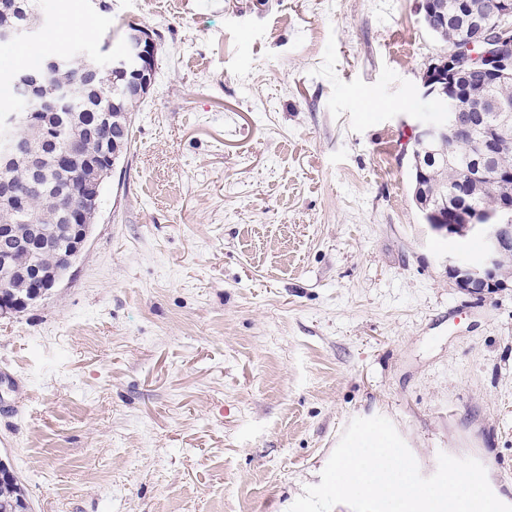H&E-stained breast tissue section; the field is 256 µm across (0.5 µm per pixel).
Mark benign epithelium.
Masks as SVG:
<instances>
[{"mask_svg": "<svg viewBox=\"0 0 512 512\" xmlns=\"http://www.w3.org/2000/svg\"><path fill=\"white\" fill-rule=\"evenodd\" d=\"M421 7L425 15L435 14L444 24L454 26L458 36L450 49L441 54L422 77L423 99L433 101L438 115L413 127V150L430 143L446 142L456 146L463 141L473 149V157L467 163L464 177L468 189H475L492 177L501 182H512V174L503 175L494 171L499 147L504 142L512 141V104L477 92L472 93L466 103L460 104L452 93L455 85L477 72L488 74L496 81L512 79V0H477L467 4L459 14L448 13L447 4L441 0H425ZM39 30L38 25L3 29L0 39H31L37 36ZM127 47L128 55L138 63L136 78L128 86L127 92L142 97L153 82L156 46L151 36L139 34L127 42ZM65 62V57L56 56L48 59L41 70H22L16 74L15 86L25 99V105L19 117L13 120L14 126L27 129L37 115L78 105L74 82L51 99L37 94L46 73ZM464 112H474L480 116L486 112L492 113L494 126L491 132L484 136L475 134L474 125L464 124ZM19 161L26 162L31 169L38 168V157L29 139L17 132L1 135L0 169L4 170ZM116 161L117 156L112 154L108 146L99 155L85 159L96 169L98 179L87 180L76 187L78 205L70 212V246L66 261L54 272H45L35 266L21 271L30 288V292L23 297L1 292V289L8 287L7 282L1 280V315L24 311L45 299L63 280L66 271L85 249L91 229V225L86 223V213L99 210L101 183L111 175ZM30 189L31 186L26 184L0 190V208L12 212L25 209ZM457 222L467 225L470 232L481 235L482 255L473 264L463 262L457 255L448 256V273L460 287L477 294L496 288L495 270L506 256L512 254V202L496 217L494 224L485 223L481 215L472 210L463 213Z\"/></svg>", "mask_w": 512, "mask_h": 512, "instance_id": "7a95c632", "label": "benign epithelium"}]
</instances>
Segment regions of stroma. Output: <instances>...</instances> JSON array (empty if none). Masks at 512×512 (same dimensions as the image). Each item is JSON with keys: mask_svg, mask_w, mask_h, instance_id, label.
<instances>
[{"mask_svg": "<svg viewBox=\"0 0 512 512\" xmlns=\"http://www.w3.org/2000/svg\"><path fill=\"white\" fill-rule=\"evenodd\" d=\"M421 0H42L33 53L158 36L59 286L0 315V460L32 512H288L354 418L512 505V277L457 287L413 196Z\"/></svg>", "mask_w": 512, "mask_h": 512, "instance_id": "1", "label": "stroma"}]
</instances>
